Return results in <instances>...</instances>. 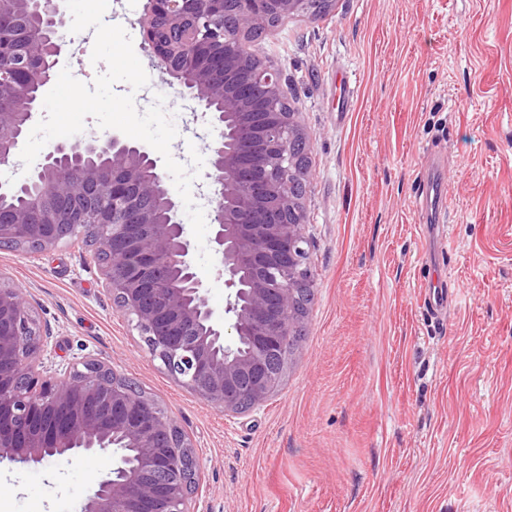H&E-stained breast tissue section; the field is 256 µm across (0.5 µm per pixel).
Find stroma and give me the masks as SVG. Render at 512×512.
I'll return each instance as SVG.
<instances>
[{"label": "stroma", "mask_w": 512, "mask_h": 512, "mask_svg": "<svg viewBox=\"0 0 512 512\" xmlns=\"http://www.w3.org/2000/svg\"><path fill=\"white\" fill-rule=\"evenodd\" d=\"M146 0H109L148 65ZM308 143L314 298L280 391L234 416L176 383L82 240L0 275L49 328L40 359H99L155 399L200 463L199 512H512V0H336L253 45ZM442 174L448 218L423 197ZM441 276L446 311L420 291ZM112 465L0 461V512H80Z\"/></svg>", "instance_id": "1"}]
</instances>
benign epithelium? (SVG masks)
I'll use <instances>...</instances> for the list:
<instances>
[{
    "label": "benign epithelium",
    "instance_id": "benign-epithelium-1",
    "mask_svg": "<svg viewBox=\"0 0 512 512\" xmlns=\"http://www.w3.org/2000/svg\"><path fill=\"white\" fill-rule=\"evenodd\" d=\"M0 11V56L14 57L0 86L15 87L18 111H0V165L9 164L62 45L19 28L38 15L47 30L62 23L54 0H13ZM307 0H147L138 19L157 67L203 111L218 136L207 144L214 186L212 243L230 290L227 318L215 316L192 259L179 203L157 159L118 134L101 141L58 142L22 180L0 185V200L29 192L22 207L0 208V246L45 251L91 228L104 290L134 323L153 358L181 386L226 414L262 406L280 390L289 365L288 338L304 312L308 241L298 193L297 149L305 137L295 112L281 109L279 69L241 42L250 31L303 16ZM109 182L105 206L88 202L90 183L66 173L94 171ZM43 186L64 199L54 221L37 219ZM182 273L156 287L159 259ZM252 337L246 357H228L226 335ZM41 328L31 299L0 281V459L43 465L64 455L115 457L81 512H196L198 462L192 444L154 400L104 362L86 358L60 373L38 355Z\"/></svg>",
    "mask_w": 512,
    "mask_h": 512
}]
</instances>
